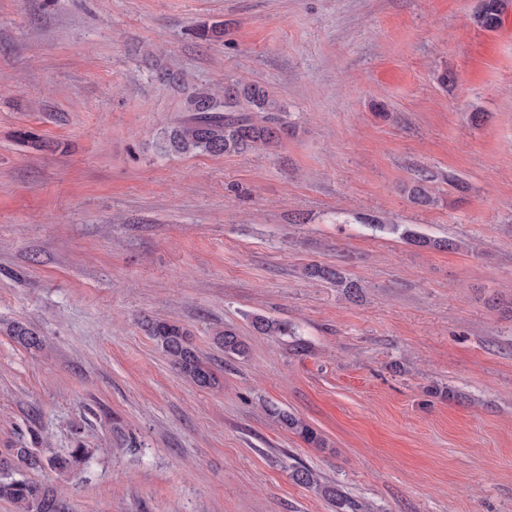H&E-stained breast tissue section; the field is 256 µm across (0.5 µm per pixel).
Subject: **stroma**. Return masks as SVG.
<instances>
[{
  "label": "stroma",
  "instance_id": "obj_1",
  "mask_svg": "<svg viewBox=\"0 0 512 512\" xmlns=\"http://www.w3.org/2000/svg\"><path fill=\"white\" fill-rule=\"evenodd\" d=\"M473 7L0 0V453L35 435L95 449L82 474L35 475L70 512H335L298 464L370 512H512V319L494 306L512 295V0L492 30ZM212 21L222 40L193 37ZM238 80L285 107L278 148L161 151L194 87ZM422 173L426 207L407 193ZM146 317L190 331L212 388L172 369ZM227 326L246 356L216 342ZM304 275L313 279L335 282L336 286L346 289L348 296L353 295L358 290L357 284L354 281L348 279L345 273L338 268L313 265L304 269ZM252 326L260 335L275 338L287 337L288 348L296 354H304L311 349L308 341L298 334L295 328L291 327L287 322L258 315L254 317ZM9 335L26 349H39L42 345V337L24 323H13L9 328ZM272 418L282 427L297 435L305 444L313 448L325 446L324 438L305 420L287 410H270Z\"/></svg>",
  "mask_w": 512,
  "mask_h": 512
}]
</instances>
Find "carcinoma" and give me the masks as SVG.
Returning a JSON list of instances; mask_svg holds the SVG:
<instances>
[{"instance_id": "obj_1", "label": "carcinoma", "mask_w": 512, "mask_h": 512, "mask_svg": "<svg viewBox=\"0 0 512 512\" xmlns=\"http://www.w3.org/2000/svg\"><path fill=\"white\" fill-rule=\"evenodd\" d=\"M501 0H478L473 15L477 25L494 29L500 22ZM196 38L205 41H219L224 37V23H203L195 29ZM208 86L196 88L185 101L187 115L174 127L165 132L161 150L168 155H187L196 152L211 155H228L246 151H265L277 145L285 126L276 113L282 107L272 92L263 85L233 84L224 87V102ZM427 177L421 176L408 191L412 202L428 205L431 196L426 185ZM364 223L373 230L400 233L409 243L418 247L451 249L455 243L430 239L408 226L383 224L374 217H367ZM304 275L336 283L346 289L348 295L358 290L357 284L348 279L338 268L313 265L304 269ZM254 330L264 336L288 338V348L296 354L310 351L306 339L295 328L284 321L256 316ZM149 336L157 342L169 359L173 368L199 388H209L214 383V373L195 350L190 341V332L183 325L169 320H144ZM9 335L26 349H38L42 337L24 323L16 322L9 328ZM217 341L223 346L224 354L242 356L247 346L241 336L231 327L216 333ZM272 418L283 428L297 435L305 444L313 448L325 446L324 438L316 429L297 415L282 409L270 411ZM93 456L90 448H73L66 456H44L35 448H9L0 454V501L9 503L15 512H66V502L59 497L55 488L45 482L27 476L29 472L46 468L59 472H69L86 466ZM293 480L301 485L313 487L335 503L339 512H364V507L350 503L334 486L323 483L320 477L305 466H298L292 472Z\"/></svg>"}]
</instances>
